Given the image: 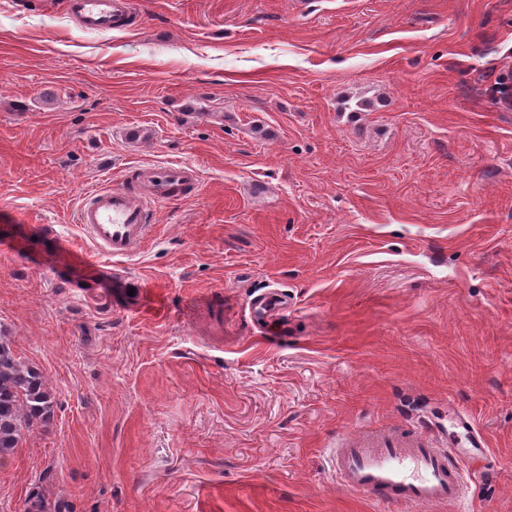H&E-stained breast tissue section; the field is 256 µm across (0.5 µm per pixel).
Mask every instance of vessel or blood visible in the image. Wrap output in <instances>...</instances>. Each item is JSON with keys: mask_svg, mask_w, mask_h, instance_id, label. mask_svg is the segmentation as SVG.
<instances>
[{"mask_svg": "<svg viewBox=\"0 0 512 512\" xmlns=\"http://www.w3.org/2000/svg\"><path fill=\"white\" fill-rule=\"evenodd\" d=\"M66 9L86 31L109 32L138 23L133 0H66ZM198 184L196 171L180 163L145 166L132 183L100 187L81 198L77 222L97 251L110 258L129 256L154 230L155 207L186 197ZM469 451L423 446H363L336 449V482L352 495L383 506H422L429 512L464 497V464L486 456L485 440L466 416H458Z\"/></svg>", "mask_w": 512, "mask_h": 512, "instance_id": "1", "label": "vessel or blood"}]
</instances>
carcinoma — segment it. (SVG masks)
I'll use <instances>...</instances> for the list:
<instances>
[{
    "label": "carcinoma",
    "mask_w": 512,
    "mask_h": 512,
    "mask_svg": "<svg viewBox=\"0 0 512 512\" xmlns=\"http://www.w3.org/2000/svg\"><path fill=\"white\" fill-rule=\"evenodd\" d=\"M53 397L42 376L16 359L0 341V461L18 447L22 435L50 418Z\"/></svg>",
    "instance_id": "1"
}]
</instances>
